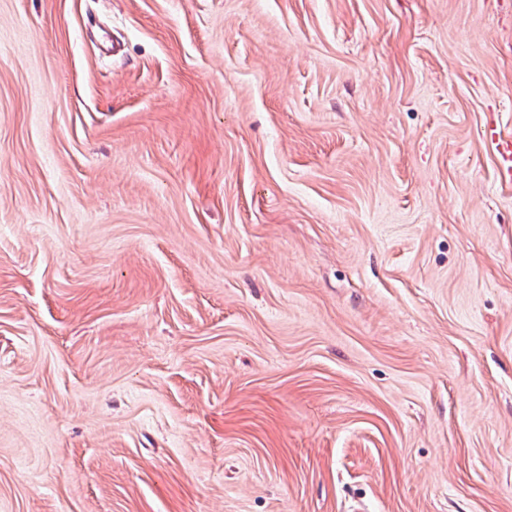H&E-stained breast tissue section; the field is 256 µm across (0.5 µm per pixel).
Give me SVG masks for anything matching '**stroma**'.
<instances>
[{"instance_id": "35a3bbf8", "label": "stroma", "mask_w": 512, "mask_h": 512, "mask_svg": "<svg viewBox=\"0 0 512 512\" xmlns=\"http://www.w3.org/2000/svg\"><path fill=\"white\" fill-rule=\"evenodd\" d=\"M512 0H0V512H512ZM486 133L495 141V148L499 161L500 180L512 183V136H501L496 127L488 125Z\"/></svg>"}]
</instances>
